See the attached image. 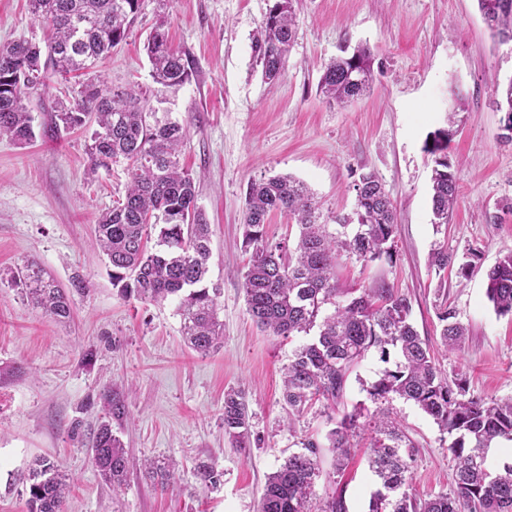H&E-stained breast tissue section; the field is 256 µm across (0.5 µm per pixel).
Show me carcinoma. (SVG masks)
Wrapping results in <instances>:
<instances>
[{
  "instance_id": "carcinoma-1",
  "label": "carcinoma",
  "mask_w": 512,
  "mask_h": 512,
  "mask_svg": "<svg viewBox=\"0 0 512 512\" xmlns=\"http://www.w3.org/2000/svg\"><path fill=\"white\" fill-rule=\"evenodd\" d=\"M142 0H28L31 15L48 31L44 46L20 38L0 45V138L27 145L36 138L34 117L24 99L48 90L55 80L85 76L70 103L59 102L41 129L45 134L95 125L87 146L89 171L111 162H127L125 196L101 213L96 222L99 246L112 267V285L125 298L142 302L179 301L182 333L189 347L207 356L219 347L220 289L205 277L211 255L209 224L197 205L192 175L178 156L187 129L168 117L141 92L115 90L97 73V63L126 41ZM495 43L512 45V0H477ZM294 0H272L262 23L255 53L265 79L280 75L296 31ZM152 77L163 88L183 85L192 70L190 57L170 43L160 19L145 44ZM374 82L370 52L361 49L338 56L324 69L318 89L328 103L345 105L367 92ZM502 113L500 139L512 142V78L496 101ZM434 156L432 212L434 224L448 223L457 200V182L448 160V133L434 134L428 148ZM355 209L330 219L307 185L289 175L252 182L245 200L242 245L250 253L243 290L247 311L257 327L276 336L310 339L292 353L284 376L283 399L301 415L316 403L343 397L353 366L369 352L387 365L366 388V400L336 422L327 434L336 470L343 469L352 440L369 433L368 466L376 479L366 512H512V461L488 464L489 449L512 441V397L469 392L461 379L448 381L438 369L429 344L410 322L407 299L384 285L354 296L340 288L336 265L346 255L366 264L392 259L398 232L396 207L371 172L354 185ZM288 215L298 226L294 248L272 242L265 225L270 213ZM335 228H330V223ZM156 236L155 247L146 243ZM446 249L431 254L438 272L455 269L469 278L477 250L462 258ZM33 308L60 322L71 316L72 299L36 260H28L14 276ZM486 297L498 315H512V251L487 272ZM441 340L448 350L461 347L467 328L457 310L443 305ZM315 334H310L311 330ZM402 399L430 417L452 438L448 452L454 463L453 495L437 494L420 501L409 494L414 446L392 407ZM375 405L371 410L366 402ZM127 417L124 400L104 395V415L93 437V463L103 481L116 489L125 481L128 457L112 423ZM224 436L241 450L251 447L245 394L224 391ZM322 444L309 440L267 477L260 512H310L315 486L322 476L318 457ZM145 477L166 488L174 473L166 463L148 460ZM28 512H65L69 475L42 457L30 467ZM320 512H348L343 493L325 498Z\"/></svg>"
}]
</instances>
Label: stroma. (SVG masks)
<instances>
[{
  "label": "stroma",
  "instance_id": "1",
  "mask_svg": "<svg viewBox=\"0 0 512 512\" xmlns=\"http://www.w3.org/2000/svg\"><path fill=\"white\" fill-rule=\"evenodd\" d=\"M268 0H174L167 16L172 45L193 61L189 80L159 91L144 43L160 16L143 0L125 43L100 65L115 88L161 94L165 115L189 131L181 164L192 174L211 228L208 281L219 287L221 346L202 357L181 334L177 305L144 304L112 285L95 221L125 191L126 164L89 174L91 127L40 136L21 146L0 139V512H28L24 476L37 458L57 459L72 478L66 512H258L269 474L289 453L323 442L345 413L365 399L383 364L368 354L350 373L335 404L289 418L282 375L301 337L259 329L242 287L247 255L243 211L250 182L288 174L308 185L323 213H350L354 185L373 172L398 214L392 260L361 265L340 258L341 287L388 285L411 304L410 319L448 379L465 378L475 394L512 395V316L486 297L487 269L512 251V144L501 142L496 90L512 78V48L496 46L477 0H296L297 31L285 68L267 82L254 44ZM46 30L28 0H0V44L44 43ZM371 52L370 93L344 106L318 92L325 65L342 51ZM448 130V159L458 202L447 228L431 211L434 132ZM480 258L468 281L436 274L433 249ZM34 259L61 284L73 276L89 290L75 296L69 323L33 309L13 270ZM455 306L468 335L447 351L440 304ZM246 394L256 445L233 448L224 435V392ZM120 393L128 416L118 434L127 478L112 489L92 461V431L102 395ZM393 406L415 445L409 492L425 500L452 493L449 441L412 404ZM358 446L335 471L323 448L318 498L343 491L349 512H365L374 488ZM176 465L160 490L142 474L147 460ZM205 462L216 486L196 476Z\"/></svg>",
  "mask_w": 512,
  "mask_h": 512
}]
</instances>
